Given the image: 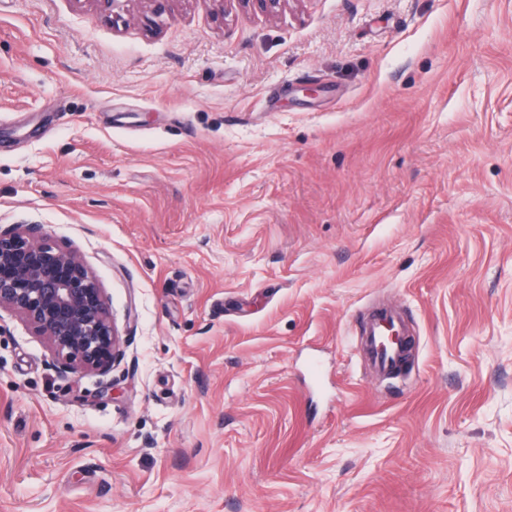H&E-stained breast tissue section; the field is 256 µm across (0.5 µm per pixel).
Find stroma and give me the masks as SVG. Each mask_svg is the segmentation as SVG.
Returning <instances> with one entry per match:
<instances>
[{
  "instance_id": "35a3bbf8",
  "label": "stroma",
  "mask_w": 512,
  "mask_h": 512,
  "mask_svg": "<svg viewBox=\"0 0 512 512\" xmlns=\"http://www.w3.org/2000/svg\"><path fill=\"white\" fill-rule=\"evenodd\" d=\"M12 224L123 356L60 374L0 315V512H512V0H0ZM72 2L81 5L88 4L96 15H106L114 13L115 10H128L130 4H140L154 13H163L171 10L174 2L178 0H72ZM392 331L397 332L401 340L392 339ZM406 332L405 320L393 308L378 310L363 324L360 350L378 377H391L399 372Z\"/></svg>"
}]
</instances>
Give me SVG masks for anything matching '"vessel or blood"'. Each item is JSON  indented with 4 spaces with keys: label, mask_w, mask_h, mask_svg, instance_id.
I'll use <instances>...</instances> for the list:
<instances>
[{
    "label": "vessel or blood",
    "mask_w": 512,
    "mask_h": 512,
    "mask_svg": "<svg viewBox=\"0 0 512 512\" xmlns=\"http://www.w3.org/2000/svg\"><path fill=\"white\" fill-rule=\"evenodd\" d=\"M406 323L392 308H383L373 314L362 326L360 350L377 376L390 377L402 366L404 345L402 335Z\"/></svg>",
    "instance_id": "1"
}]
</instances>
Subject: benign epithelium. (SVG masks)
<instances>
[{"instance_id": "benign-epithelium-1", "label": "benign epithelium", "mask_w": 512, "mask_h": 512, "mask_svg": "<svg viewBox=\"0 0 512 512\" xmlns=\"http://www.w3.org/2000/svg\"><path fill=\"white\" fill-rule=\"evenodd\" d=\"M97 15L124 11L131 4L154 12L171 10L176 0H72ZM276 14L290 0H240ZM18 315L51 343L61 374L106 375L120 355L106 298L80 257L51 244L39 224L0 228V311Z\"/></svg>"}]
</instances>
